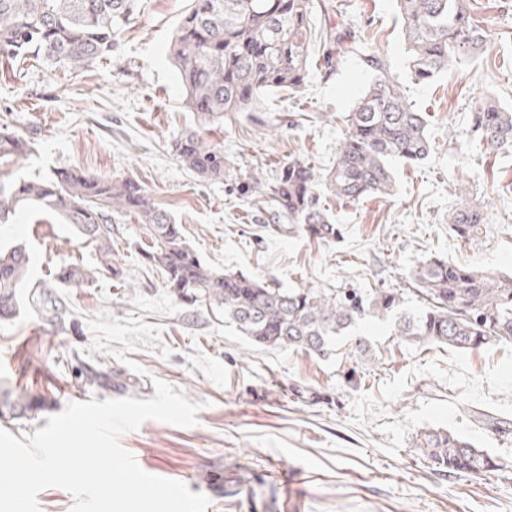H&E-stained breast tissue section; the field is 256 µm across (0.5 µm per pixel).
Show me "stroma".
<instances>
[{
	"label": "stroma",
	"mask_w": 512,
	"mask_h": 512,
	"mask_svg": "<svg viewBox=\"0 0 512 512\" xmlns=\"http://www.w3.org/2000/svg\"><path fill=\"white\" fill-rule=\"evenodd\" d=\"M330 2L357 32L336 69L311 71L302 90L266 94L256 111L219 122L185 107L170 60L188 0H139L118 49L88 70L17 63L16 74L0 75V128L30 139L32 150L0 164V178L76 166L136 179L211 268L285 288H396L416 310L409 275L431 254L511 273L512 153L480 149L471 112L485 96L512 105V0H470L488 32L486 49L424 84L408 74L395 0ZM372 53L428 112L431 155L416 166L394 163V196L351 203L325 195L342 227L337 242L277 230L270 199L240 195L239 183L257 171L273 181L293 159L321 172L331 167L344 118L371 82L365 60ZM190 131L223 147L230 168L223 179L200 178L179 162L173 143ZM460 181L486 216L475 243L448 229ZM114 225L122 277L64 288L56 279L61 266L96 264L73 226L28 212L0 224V247L26 246L32 283L60 303L56 312L24 304L16 318L0 320V382L49 398L26 418H0V429L31 434L68 403L117 398L77 377L107 366L131 377L130 397H154L159 379L201 403L195 426L149 420L121 443L148 473L207 496V512H512V470L442 475L412 446L417 431L445 428L512 458V435L474 418L483 410L512 422L511 343L459 352L400 341L367 321L340 337L326 359L263 350L225 322L223 309L175 300L135 246L137 218L119 215ZM358 339L381 363L347 386L340 374L355 367Z\"/></svg>",
	"instance_id": "35a3bbf8"
}]
</instances>
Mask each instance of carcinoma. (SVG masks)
<instances>
[{
    "label": "carcinoma",
    "mask_w": 512,
    "mask_h": 512,
    "mask_svg": "<svg viewBox=\"0 0 512 512\" xmlns=\"http://www.w3.org/2000/svg\"><path fill=\"white\" fill-rule=\"evenodd\" d=\"M403 24L408 68L416 82H428L452 64L476 55L485 31L469 0H396ZM138 0H0V60L34 57L51 66L88 69L112 57ZM313 0H190L176 27L170 55L184 93V105L205 121L226 112H251L272 91H299L312 67L333 70L343 40L338 28L352 32L351 22H326L313 29ZM374 72L368 88L345 122L347 133L336 163L325 173L291 160L275 181L251 176L278 215L295 231L318 242L336 240L339 228L322 205L324 192L356 202L390 196V163L425 161L432 151L428 115L405 97L399 81L376 54L366 59ZM479 143L492 152L512 151V111L492 98L472 114ZM29 142L0 130V158H25ZM180 161L202 177H224V150L204 144L190 133L175 143ZM460 202L448 210V229L466 243L478 241L484 212L470 202L468 188L456 184ZM42 210L61 217L92 244L93 268L68 265L59 282L88 286L99 275H121L112 246L114 215L132 214L147 240L145 260L163 274L166 288L187 306L215 304L224 319L252 344L263 349L332 354L336 338L360 322L382 320L402 341L474 351L512 343V274L448 261L430 255L410 273L423 307L414 312L396 288L360 295L345 288H276L243 272H217L205 264L169 214L150 202L136 180L88 175L77 167L57 168L41 180H0V223L22 211ZM30 256L15 246L0 251V320L15 317L19 290L28 283ZM357 360L379 361L371 346L356 340ZM85 382L127 389L122 374L96 369ZM38 395L17 386L0 393V416L20 419ZM412 447L435 470L448 475L481 474L512 469V460L491 455L448 429L416 434Z\"/></svg>",
    "instance_id": "obj_1"
}]
</instances>
